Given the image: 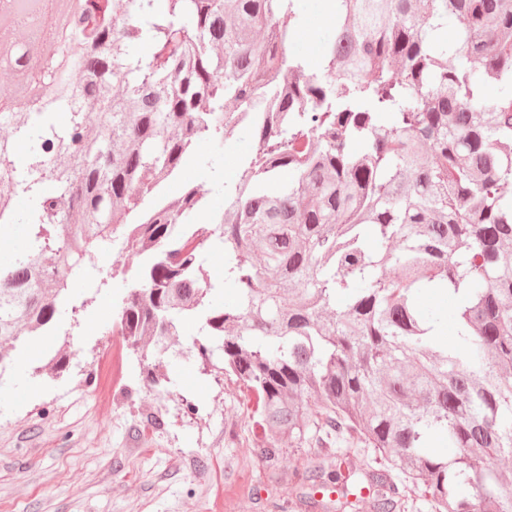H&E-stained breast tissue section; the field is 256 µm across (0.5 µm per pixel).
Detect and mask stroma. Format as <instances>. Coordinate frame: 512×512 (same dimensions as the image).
<instances>
[{"label": "stroma", "instance_id": "35a3bbf8", "mask_svg": "<svg viewBox=\"0 0 512 512\" xmlns=\"http://www.w3.org/2000/svg\"><path fill=\"white\" fill-rule=\"evenodd\" d=\"M296 7L303 27L288 51L319 63L336 35L331 0H297ZM255 149L244 129L220 145L198 143L168 196L199 187L207 208L197 220L210 222L224 209L225 183ZM136 263L132 254L106 252L97 271L74 282V293L90 301L74 347L57 335L39 342L45 353L68 350L61 376L33 375L29 360L0 375V512H272L270 498L291 501L297 494L291 471L314 470L325 451L286 447L279 480L268 484L259 436L234 379L217 380L196 361L174 359L168 366L174 387L157 392L125 347L123 372L109 401L99 402L102 356ZM106 273L111 279L103 287ZM158 418L163 426H155Z\"/></svg>", "mask_w": 512, "mask_h": 512}]
</instances>
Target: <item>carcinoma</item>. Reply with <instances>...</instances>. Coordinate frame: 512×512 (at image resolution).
Masks as SVG:
<instances>
[{
	"mask_svg": "<svg viewBox=\"0 0 512 512\" xmlns=\"http://www.w3.org/2000/svg\"><path fill=\"white\" fill-rule=\"evenodd\" d=\"M333 2L313 66L288 54L294 0H81L88 53L56 45L44 101L0 110V233L27 226L0 267V373L80 325L69 281L115 246L138 264L112 334L151 389L188 353L239 382L270 467L284 442L371 450L357 489L339 456L293 471L308 503L354 512L368 484L375 512H512L487 466L512 452V0ZM239 128L258 149L198 224L200 189L164 188ZM429 293L454 300L451 344Z\"/></svg>",
	"mask_w": 512,
	"mask_h": 512,
	"instance_id": "cac0c4a2",
	"label": "carcinoma"
}]
</instances>
